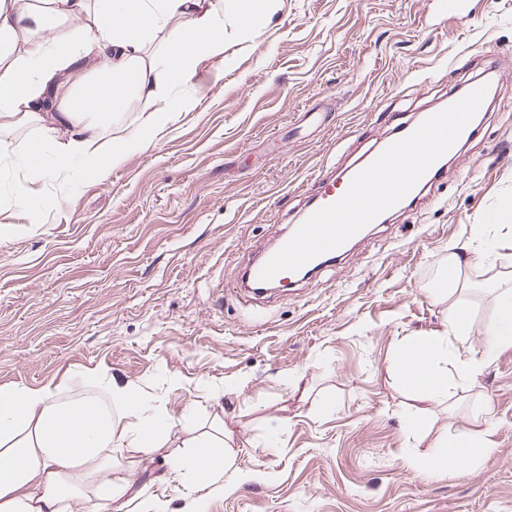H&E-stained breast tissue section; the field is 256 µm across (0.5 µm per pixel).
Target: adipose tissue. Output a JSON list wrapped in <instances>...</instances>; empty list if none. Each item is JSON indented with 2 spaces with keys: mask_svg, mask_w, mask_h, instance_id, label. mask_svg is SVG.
Returning <instances> with one entry per match:
<instances>
[{
  "mask_svg": "<svg viewBox=\"0 0 512 512\" xmlns=\"http://www.w3.org/2000/svg\"><path fill=\"white\" fill-rule=\"evenodd\" d=\"M223 50L222 0H0V127L39 120L54 108L57 119L42 122L41 138L54 145L59 165L119 160L143 147L142 138H87L85 122L111 121L133 101L158 114L177 111L197 60ZM63 125L70 131L65 142L58 138ZM470 239L469 247L448 248L449 290L462 285L467 269L502 260L491 225H471ZM489 291L493 317L483 336L490 359L512 347V271L494 278ZM472 333L469 307L451 304L444 336L422 337L400 351L396 367L405 383L427 402H447L446 349L465 346ZM97 383L126 424L92 399L64 404L56 387L0 386V512H71L77 503L84 512H167L164 502L117 474L114 458L124 449L162 448L173 420L138 398L130 383L104 376ZM492 436L488 427L449 436L423 473H444L451 458L465 468L486 460ZM190 442L191 454L170 453L173 471L199 482L223 472V427Z\"/></svg>",
  "mask_w": 512,
  "mask_h": 512,
  "instance_id": "1",
  "label": "adipose tissue"
}]
</instances>
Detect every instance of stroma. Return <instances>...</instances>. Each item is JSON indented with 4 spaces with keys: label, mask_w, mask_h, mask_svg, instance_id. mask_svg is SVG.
Instances as JSON below:
<instances>
[{
    "label": "stroma",
    "mask_w": 512,
    "mask_h": 512,
    "mask_svg": "<svg viewBox=\"0 0 512 512\" xmlns=\"http://www.w3.org/2000/svg\"><path fill=\"white\" fill-rule=\"evenodd\" d=\"M452 20L438 0H278L259 27L234 23L201 57L191 105L160 124L131 103L109 130L145 147L99 176H58L31 124L0 140L37 146L50 174L26 209L10 201L23 169L0 159V385L106 374L136 386L175 427L165 450L125 468L169 512H512V348L447 404L420 402L392 365L409 342L443 332L436 295L448 246L474 224H511L512 0H469ZM492 68L496 99L441 181L309 279L259 296L225 293L254 252L296 224L322 167L344 169ZM41 226L22 231L29 216ZM494 273L467 270L478 357ZM490 405L495 449L465 474L415 462L471 431ZM231 434L223 476L203 488L168 470L189 421ZM419 418L420 429L409 428Z\"/></svg>",
    "instance_id": "stroma-1"
}]
</instances>
